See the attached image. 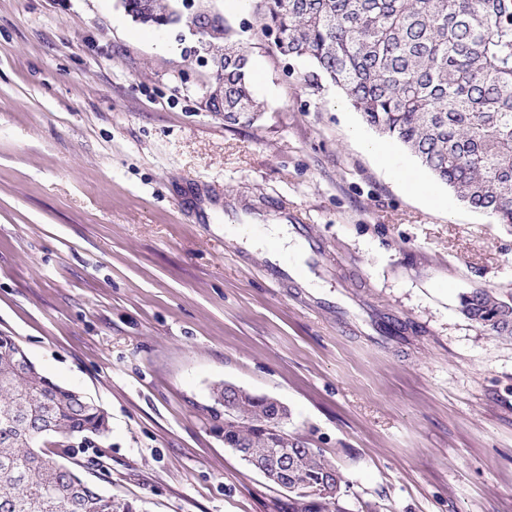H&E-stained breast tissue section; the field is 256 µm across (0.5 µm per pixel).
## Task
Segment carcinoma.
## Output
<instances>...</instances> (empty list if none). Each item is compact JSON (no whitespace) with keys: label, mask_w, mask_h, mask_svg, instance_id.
<instances>
[{"label":"carcinoma","mask_w":512,"mask_h":512,"mask_svg":"<svg viewBox=\"0 0 512 512\" xmlns=\"http://www.w3.org/2000/svg\"><path fill=\"white\" fill-rule=\"evenodd\" d=\"M144 25L182 26L181 0H122ZM200 50L217 62L207 106L231 124L264 111L250 58L236 32L212 14ZM261 31L287 60L306 59L303 80L336 86L364 123L398 142L466 207L512 226V0H264ZM460 311L482 331L512 338V293L461 295ZM0 334V512H140L89 482L71 442L109 432L107 412L21 363ZM280 405L245 394L224 410V446L252 467H270L282 439L268 429ZM49 428L58 449L37 445ZM295 466L282 512H347L348 482L302 437L288 436Z\"/></svg>","instance_id":"1"}]
</instances>
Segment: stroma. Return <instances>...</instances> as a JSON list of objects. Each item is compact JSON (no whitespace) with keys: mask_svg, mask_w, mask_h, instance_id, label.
<instances>
[{"mask_svg":"<svg viewBox=\"0 0 512 512\" xmlns=\"http://www.w3.org/2000/svg\"><path fill=\"white\" fill-rule=\"evenodd\" d=\"M209 6L248 51L253 124L207 108L216 69L182 27L121 0H0V333L107 411L85 477L146 512H279L287 491L224 446L210 391L229 382L287 407L348 512H512V339L459 308L512 291V228L336 87L305 86L260 30L263 0ZM199 184L220 223L181 207ZM281 206L321 241L315 279L272 282L265 245L224 243L236 214L275 225ZM381 315L405 334L378 335Z\"/></svg>","mask_w":512,"mask_h":512,"instance_id":"1","label":"stroma"}]
</instances>
